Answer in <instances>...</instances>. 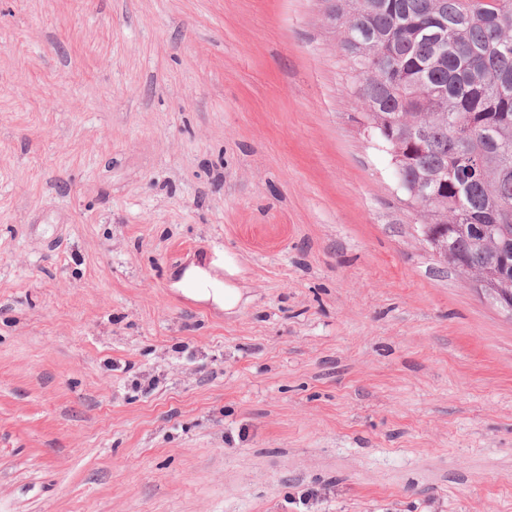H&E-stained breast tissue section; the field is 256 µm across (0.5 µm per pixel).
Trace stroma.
I'll use <instances>...</instances> for the list:
<instances>
[{
    "label": "stroma",
    "instance_id": "1",
    "mask_svg": "<svg viewBox=\"0 0 512 512\" xmlns=\"http://www.w3.org/2000/svg\"><path fill=\"white\" fill-rule=\"evenodd\" d=\"M366 126L323 0H0V512H512V318ZM210 275L202 269L195 268L188 271L179 285L185 294L197 301H211L222 306L224 309H230L238 304L241 299L240 293L235 288H207L215 284ZM191 284H195L194 287Z\"/></svg>",
    "mask_w": 512,
    "mask_h": 512
}]
</instances>
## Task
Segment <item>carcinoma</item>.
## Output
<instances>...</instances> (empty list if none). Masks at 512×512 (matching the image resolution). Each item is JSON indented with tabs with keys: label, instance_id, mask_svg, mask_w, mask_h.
I'll list each match as a JSON object with an SVG mask.
<instances>
[{
	"label": "carcinoma",
	"instance_id": "obj_1",
	"mask_svg": "<svg viewBox=\"0 0 512 512\" xmlns=\"http://www.w3.org/2000/svg\"><path fill=\"white\" fill-rule=\"evenodd\" d=\"M329 19L402 193L435 197L421 223L448 225V251L474 265L512 261V0H330ZM434 27L443 51L421 34Z\"/></svg>",
	"mask_w": 512,
	"mask_h": 512
}]
</instances>
